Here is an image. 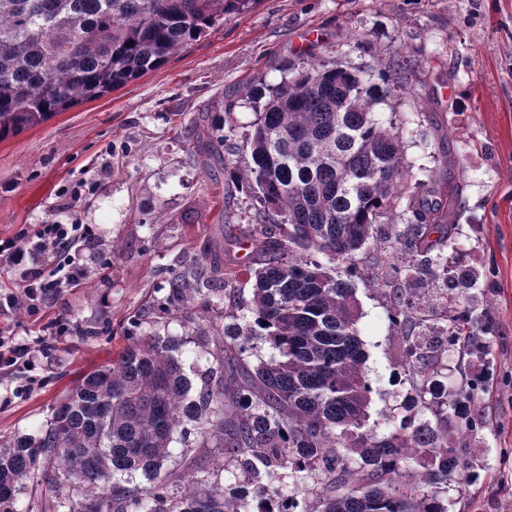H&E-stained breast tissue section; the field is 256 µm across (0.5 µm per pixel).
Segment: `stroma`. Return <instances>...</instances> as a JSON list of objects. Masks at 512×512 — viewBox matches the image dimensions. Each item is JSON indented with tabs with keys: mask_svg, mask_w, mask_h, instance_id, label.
<instances>
[{
	"mask_svg": "<svg viewBox=\"0 0 512 512\" xmlns=\"http://www.w3.org/2000/svg\"><path fill=\"white\" fill-rule=\"evenodd\" d=\"M321 45L349 66L398 67L415 76L377 110L400 129L411 181L457 187L448 255L477 277L462 302L495 323L487 354H437L450 390L475 377L485 383L479 405L487 427L463 438L458 450L479 467L475 477L449 484L448 512H512V0H256L160 68L1 140L0 237L28 224L67 221L74 212L96 228L97 249L112 263L101 268L87 256L91 277L49 305L48 315L67 318L71 332L45 359L44 384L17 397L23 373L0 377V437L38 436L75 382L124 346L129 320L166 297L179 260L200 248H223L234 302L211 299L208 320L182 313L146 323L145 332L182 339L180 357L195 383L213 364L200 336L207 322L232 335L246 327L248 268L260 259L246 239L251 201L226 187L229 221L215 223L216 190L191 157L189 121L216 101H236L227 151L237 152L255 118L247 88L257 79L278 84L289 65ZM443 152L451 165L439 162ZM93 176L100 179L96 192L67 210L62 190ZM354 261L371 388L366 427L385 436L390 412L410 391L407 343L388 320V271L393 263L411 266L413 258L390 256L372 242ZM416 301L424 312L416 335L437 334L452 299L427 281ZM199 478L203 487L226 489L249 475L214 448Z\"/></svg>",
	"mask_w": 512,
	"mask_h": 512,
	"instance_id": "35a3bbf8",
	"label": "stroma"
}]
</instances>
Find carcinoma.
<instances>
[{
    "label": "carcinoma",
    "mask_w": 512,
    "mask_h": 512,
    "mask_svg": "<svg viewBox=\"0 0 512 512\" xmlns=\"http://www.w3.org/2000/svg\"><path fill=\"white\" fill-rule=\"evenodd\" d=\"M256 0H0V140L96 100L167 62L199 41L226 15ZM275 86L247 90L259 105L246 152L224 156L233 128L201 116L189 129L192 154L211 182L224 181L255 201L259 223L249 232L262 260L253 269L252 324L238 343L216 326L203 337L215 365L190 395L178 353L181 342L141 331L144 318L167 319L196 300L224 294L218 253L203 249L177 265L164 303L128 324L112 361L83 374L56 406L37 438L0 439V512H14L17 489L37 476H64L79 498L67 512H447L443 495L469 462L457 453L451 419L477 435L485 421L476 382L448 391L429 350L468 346L477 320L463 304L439 335L409 346L412 395L400 425L387 436L365 429L370 387L356 324L352 258L376 235L393 255L415 257L394 267L406 288L395 295L389 320L411 332L418 306L412 289L422 278L458 295L477 284L463 262L448 267L452 195L432 180L408 186L401 135L375 105L406 88L402 76L371 65L352 67L317 56L288 68ZM402 217L403 229L379 225ZM283 230L282 237L270 225ZM325 254L329 269L314 259ZM264 338L277 351L249 365V342ZM433 421L414 425L418 411ZM194 427L197 446L180 450L177 468L161 473L174 434ZM216 441L255 484L201 489L197 474ZM425 465L422 476L407 467ZM308 471L321 474L319 491L301 488L284 498L280 487ZM140 472L153 484L120 476Z\"/></svg>",
    "instance_id": "1"
}]
</instances>
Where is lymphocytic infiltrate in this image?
<instances>
[{
    "instance_id": "obj_1",
    "label": "lymphocytic infiltrate",
    "mask_w": 512,
    "mask_h": 512,
    "mask_svg": "<svg viewBox=\"0 0 512 512\" xmlns=\"http://www.w3.org/2000/svg\"><path fill=\"white\" fill-rule=\"evenodd\" d=\"M97 243L93 226L75 219L64 224H31L15 235L1 237L0 270L11 274L15 285L0 291V318L21 308L28 317L43 322L51 335H66L67 323L60 317L46 319V310L64 289L86 279L89 269L78 261L77 253ZM51 348L46 341L33 346L16 337L11 325H0V375L26 370L28 377L21 390H34L42 383L34 373L36 353Z\"/></svg>"
}]
</instances>
